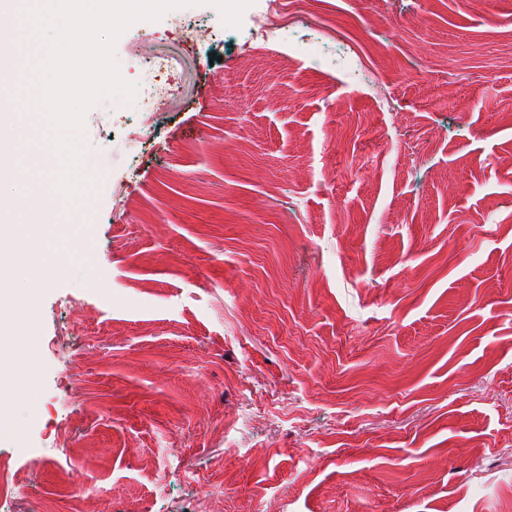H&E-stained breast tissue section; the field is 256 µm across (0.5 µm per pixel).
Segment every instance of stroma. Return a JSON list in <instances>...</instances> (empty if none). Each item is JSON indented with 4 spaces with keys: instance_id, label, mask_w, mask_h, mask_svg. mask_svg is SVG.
Instances as JSON below:
<instances>
[{
    "instance_id": "1",
    "label": "stroma",
    "mask_w": 512,
    "mask_h": 512,
    "mask_svg": "<svg viewBox=\"0 0 512 512\" xmlns=\"http://www.w3.org/2000/svg\"><path fill=\"white\" fill-rule=\"evenodd\" d=\"M114 55L174 92L134 144L135 104L85 116L93 222L35 304L0 512H502L512 0L181 7Z\"/></svg>"
}]
</instances>
